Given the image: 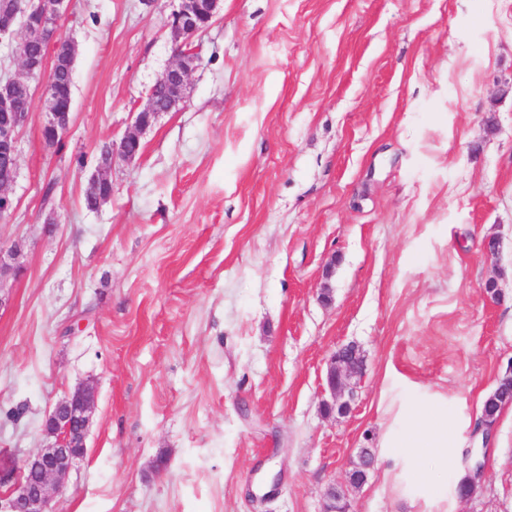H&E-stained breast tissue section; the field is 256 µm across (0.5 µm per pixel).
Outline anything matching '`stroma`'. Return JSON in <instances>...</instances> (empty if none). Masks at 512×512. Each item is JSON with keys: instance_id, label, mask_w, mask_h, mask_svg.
I'll list each match as a JSON object with an SVG mask.
<instances>
[{"instance_id": "stroma-1", "label": "stroma", "mask_w": 512, "mask_h": 512, "mask_svg": "<svg viewBox=\"0 0 512 512\" xmlns=\"http://www.w3.org/2000/svg\"><path fill=\"white\" fill-rule=\"evenodd\" d=\"M178 5L62 16L73 120L58 149L21 131L0 221V245H24L0 311V470L90 382L56 512H323L333 484L351 512H512V413L477 425L512 369V0H220L183 105L88 211L99 148L175 59ZM347 344L364 372L341 415L325 377ZM428 404L447 458L386 447ZM484 464L481 463L477 455L471 457V461L466 469L467 471V484L458 492L461 498H472L477 493L478 488L481 487L483 477Z\"/></svg>"}]
</instances>
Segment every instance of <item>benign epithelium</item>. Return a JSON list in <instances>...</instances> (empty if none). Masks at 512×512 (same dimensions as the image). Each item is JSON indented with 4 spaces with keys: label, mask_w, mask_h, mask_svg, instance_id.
I'll return each mask as SVG.
<instances>
[{
    "label": "benign epithelium",
    "mask_w": 512,
    "mask_h": 512,
    "mask_svg": "<svg viewBox=\"0 0 512 512\" xmlns=\"http://www.w3.org/2000/svg\"><path fill=\"white\" fill-rule=\"evenodd\" d=\"M65 0H14V8L0 16V42L23 32V38L12 46L22 62L23 75L12 77L0 86V161L10 172L9 177L0 178V221L14 210L9 187L19 173V132L34 120L48 130L51 137L44 140L48 148L56 147L55 136L66 135L72 121L71 105L59 103L53 86L48 80L52 62L56 60V40L63 35L60 24ZM219 0H179V6L171 14L169 27L176 47V62L169 66L149 89L145 104L136 113L133 128L122 137L125 147L113 155L125 161L137 156V145L142 133L160 114L155 100L158 89L168 98L173 110L185 101L188 76L198 58V47L192 45L194 38L202 32L200 11L214 17ZM44 47V52L32 55L26 48ZM41 88L42 108L36 113L17 112L14 109L15 87ZM112 169H101L90 179L87 189L98 190L112 187ZM22 244L16 242L8 248L0 247V311L13 303L12 293L7 287L11 278L20 275L23 266L19 261ZM363 359L359 350L348 345L336 350L328 361L326 385L332 395L341 393L345 380L362 376ZM96 407V389L86 384L60 399L43 424L46 444L29 454L22 462L20 475L12 486L11 493L0 503V512H53L51 503L65 487L70 472L86 453V437ZM484 464L476 456L471 457L467 467V484L459 492L462 498H471L481 487ZM328 504L325 512H348L350 505L343 492L332 486L327 491Z\"/></svg>",
    "instance_id": "7a95c632"
}]
</instances>
